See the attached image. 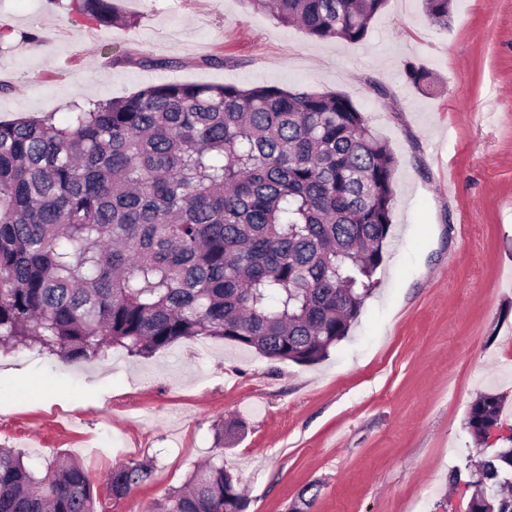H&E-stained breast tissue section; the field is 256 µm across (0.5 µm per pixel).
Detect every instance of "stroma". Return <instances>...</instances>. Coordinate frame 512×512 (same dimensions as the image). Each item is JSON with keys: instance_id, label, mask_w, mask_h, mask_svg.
Segmentation results:
<instances>
[{"instance_id": "1", "label": "stroma", "mask_w": 512, "mask_h": 512, "mask_svg": "<svg viewBox=\"0 0 512 512\" xmlns=\"http://www.w3.org/2000/svg\"><path fill=\"white\" fill-rule=\"evenodd\" d=\"M121 6L135 26L0 0V120L62 124L75 101L170 81L342 93L397 158L383 261L348 337L311 366L203 336L78 363L2 348L0 444L36 466L69 454L99 490L113 467L154 460L111 512H145L219 440L246 512H293L309 485L310 512H467L478 394L503 399L487 447L512 434V0H453L444 25L422 0H388L358 43L313 39L243 0ZM411 62L426 86L407 81Z\"/></svg>"}]
</instances>
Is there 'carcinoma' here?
<instances>
[{
	"mask_svg": "<svg viewBox=\"0 0 512 512\" xmlns=\"http://www.w3.org/2000/svg\"><path fill=\"white\" fill-rule=\"evenodd\" d=\"M387 0H244L315 39L362 41ZM452 0H424L446 24ZM100 27L116 0H69ZM397 160L337 92L168 82L0 121V346L73 363L107 346L148 355L195 336L314 364L348 336L383 260ZM502 399L479 395L478 437ZM481 454L473 512L512 504V437ZM153 464L112 468L106 490L60 454L45 474L0 446V512H106ZM217 454L154 512H245Z\"/></svg>",
	"mask_w": 512,
	"mask_h": 512,
	"instance_id": "obj_1",
	"label": "carcinoma"
}]
</instances>
